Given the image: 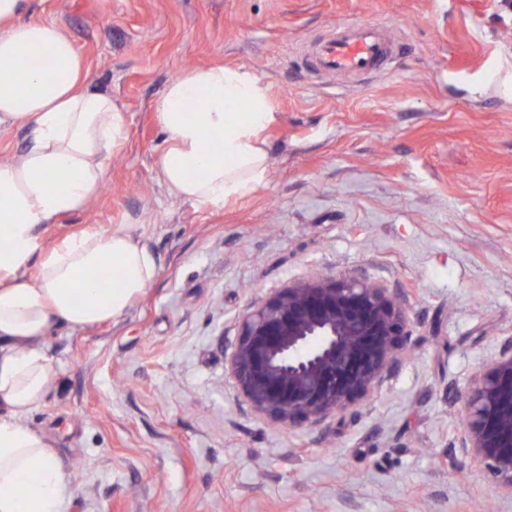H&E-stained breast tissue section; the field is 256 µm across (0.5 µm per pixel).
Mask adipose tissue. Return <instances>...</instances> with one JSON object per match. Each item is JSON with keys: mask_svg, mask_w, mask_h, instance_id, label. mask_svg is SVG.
<instances>
[{"mask_svg": "<svg viewBox=\"0 0 512 512\" xmlns=\"http://www.w3.org/2000/svg\"><path fill=\"white\" fill-rule=\"evenodd\" d=\"M26 10V0H0V73L12 76L0 82V129L28 134L19 160L0 162V512H63L64 474L49 441L24 421L54 374L49 329L120 317L155 281L158 263L127 230L44 239L47 225L98 196L127 121L111 94L92 87L66 33ZM151 110L166 135L158 172L175 196L221 207L265 185V133L277 114L251 70L192 68ZM104 270L114 279H100Z\"/></svg>", "mask_w": 512, "mask_h": 512, "instance_id": "obj_1", "label": "adipose tissue"}]
</instances>
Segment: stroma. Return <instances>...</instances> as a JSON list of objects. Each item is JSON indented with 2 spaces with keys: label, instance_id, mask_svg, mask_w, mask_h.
<instances>
[{
  "label": "stroma",
  "instance_id": "1",
  "mask_svg": "<svg viewBox=\"0 0 512 512\" xmlns=\"http://www.w3.org/2000/svg\"><path fill=\"white\" fill-rule=\"evenodd\" d=\"M126 111L99 196L46 239L128 229L153 285L121 317L54 324L27 416L66 476L64 512H512L454 448L456 402L512 336V10L499 0H30ZM407 45L347 86L307 52L336 23ZM269 85L268 179L220 208L174 196L149 110L190 68ZM358 273L407 300L411 353L366 403L291 428L225 370L237 317L290 280Z\"/></svg>",
  "mask_w": 512,
  "mask_h": 512
}]
</instances>
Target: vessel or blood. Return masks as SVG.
I'll return each mask as SVG.
<instances>
[{
  "label": "vessel or blood",
  "instance_id": "vessel-or-blood-1",
  "mask_svg": "<svg viewBox=\"0 0 512 512\" xmlns=\"http://www.w3.org/2000/svg\"><path fill=\"white\" fill-rule=\"evenodd\" d=\"M400 44L376 22H347L310 54L314 73L358 80L387 70Z\"/></svg>",
  "mask_w": 512,
  "mask_h": 512
}]
</instances>
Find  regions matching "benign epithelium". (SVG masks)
Returning a JSON list of instances; mask_svg holds the SVG:
<instances>
[{"label":"benign epithelium","mask_w":512,"mask_h":512,"mask_svg":"<svg viewBox=\"0 0 512 512\" xmlns=\"http://www.w3.org/2000/svg\"><path fill=\"white\" fill-rule=\"evenodd\" d=\"M412 336L403 303L358 275L289 282L240 315L225 357L251 409L285 426L318 425L367 400L399 366ZM457 447L512 499V338L458 397Z\"/></svg>","instance_id":"7a95c632"}]
</instances>
